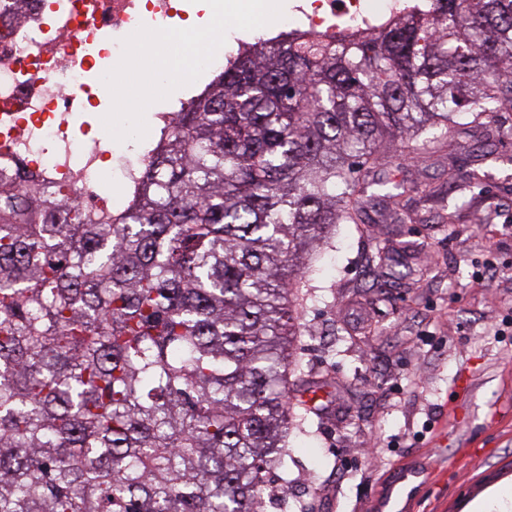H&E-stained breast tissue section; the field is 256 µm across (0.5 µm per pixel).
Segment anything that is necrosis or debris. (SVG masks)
Here are the masks:
<instances>
[{
	"label": "necrosis or debris",
	"instance_id": "obj_1",
	"mask_svg": "<svg viewBox=\"0 0 512 512\" xmlns=\"http://www.w3.org/2000/svg\"><path fill=\"white\" fill-rule=\"evenodd\" d=\"M182 0H0V177L44 189L65 182L88 211L123 209L102 194L100 174L130 189L150 153L119 162L120 151L83 115L107 93L104 74L140 27H172ZM407 0H297L284 27L313 34L368 30Z\"/></svg>",
	"mask_w": 512,
	"mask_h": 512
}]
</instances>
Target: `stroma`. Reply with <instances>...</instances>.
I'll return each mask as SVG.
<instances>
[{
  "mask_svg": "<svg viewBox=\"0 0 512 512\" xmlns=\"http://www.w3.org/2000/svg\"><path fill=\"white\" fill-rule=\"evenodd\" d=\"M382 155L434 193L400 224L337 225L310 274L297 372L326 398L291 436L261 512H379L414 465L405 512H465L512 480V139L462 134L436 159L387 141ZM379 248L409 274L382 275Z\"/></svg>",
  "mask_w": 512,
  "mask_h": 512,
  "instance_id": "1",
  "label": "stroma"
}]
</instances>
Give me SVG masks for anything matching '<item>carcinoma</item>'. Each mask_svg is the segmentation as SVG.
<instances>
[{
	"mask_svg": "<svg viewBox=\"0 0 512 512\" xmlns=\"http://www.w3.org/2000/svg\"><path fill=\"white\" fill-rule=\"evenodd\" d=\"M243 42L125 210L0 179V512H258L290 448L298 290L379 170L472 115L512 138V0Z\"/></svg>",
	"mask_w": 512,
	"mask_h": 512,
	"instance_id": "cac0c4a2",
	"label": "carcinoma"
}]
</instances>
